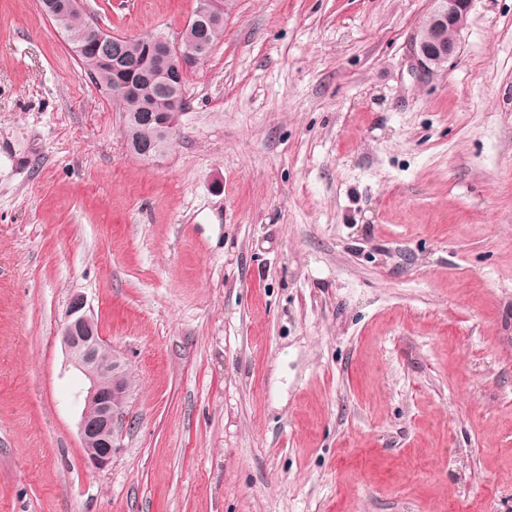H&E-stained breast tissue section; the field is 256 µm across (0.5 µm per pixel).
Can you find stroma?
<instances>
[{
	"mask_svg": "<svg viewBox=\"0 0 512 512\" xmlns=\"http://www.w3.org/2000/svg\"><path fill=\"white\" fill-rule=\"evenodd\" d=\"M197 0H84L176 39ZM236 0L169 151L0 0V512H512V0ZM134 385L85 464L60 331ZM433 7L421 27L413 54L423 71L441 68L455 55L457 34L467 23L472 0H431Z\"/></svg>",
	"mask_w": 512,
	"mask_h": 512,
	"instance_id": "35a3bbf8",
	"label": "stroma"
}]
</instances>
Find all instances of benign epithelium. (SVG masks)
Here are the masks:
<instances>
[{"mask_svg": "<svg viewBox=\"0 0 512 512\" xmlns=\"http://www.w3.org/2000/svg\"><path fill=\"white\" fill-rule=\"evenodd\" d=\"M433 7L426 24L421 27L413 54L423 71L441 68L455 55L457 34L467 23L472 0H431ZM223 23L220 0H199L194 15L188 20L177 41L164 37L153 38L154 73L184 79L187 74L205 62L212 45L199 31L213 24ZM112 35L100 47V61L119 74H129L133 68L122 57L120 40ZM183 112V100L170 101L167 110L157 112L153 119L164 127H176ZM65 352L72 364L87 380L84 407L78 430L85 450V463L102 471L112 464L117 449L122 447L123 419L132 381L119 358L105 343L86 310V300L72 297L66 321L61 331Z\"/></svg>", "mask_w": 512, "mask_h": 512, "instance_id": "benign-epithelium-1", "label": "benign epithelium"}]
</instances>
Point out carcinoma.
I'll return each mask as SVG.
<instances>
[{
    "label": "carcinoma",
    "instance_id": "carcinoma-1",
    "mask_svg": "<svg viewBox=\"0 0 512 512\" xmlns=\"http://www.w3.org/2000/svg\"><path fill=\"white\" fill-rule=\"evenodd\" d=\"M61 29L70 49L76 53L84 69L93 75L96 83L108 92L112 91V68L103 66L96 60L79 52V48L88 47L99 41L102 29L93 18L83 13L80 15H67L61 22L55 23ZM151 41L145 37L129 38L124 44L128 56L141 62V68L134 73V77L141 80L140 92L133 97L122 100L124 112V137L127 143L135 145L136 142L151 141L154 143V155H160L169 149L171 134L160 133L154 124L149 122L138 123L136 115L142 112H154L159 108L163 98L158 96L156 89L159 83L149 78L151 72L149 63Z\"/></svg>",
    "mask_w": 512,
    "mask_h": 512
}]
</instances>
